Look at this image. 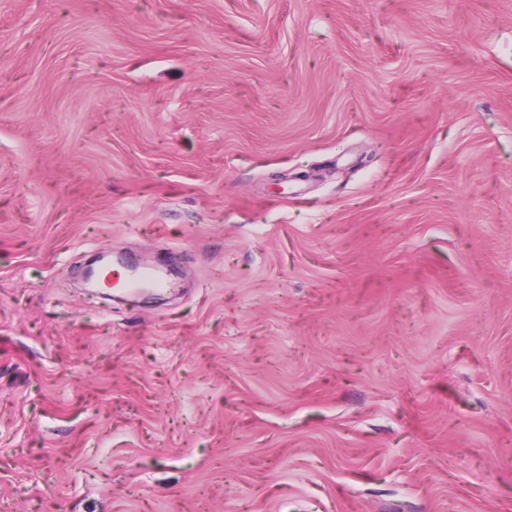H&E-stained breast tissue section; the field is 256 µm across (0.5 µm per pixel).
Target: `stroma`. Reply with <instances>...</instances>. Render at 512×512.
<instances>
[{"instance_id":"stroma-1","label":"stroma","mask_w":512,"mask_h":512,"mask_svg":"<svg viewBox=\"0 0 512 512\" xmlns=\"http://www.w3.org/2000/svg\"><path fill=\"white\" fill-rule=\"evenodd\" d=\"M0 512H512V0H0Z\"/></svg>"}]
</instances>
